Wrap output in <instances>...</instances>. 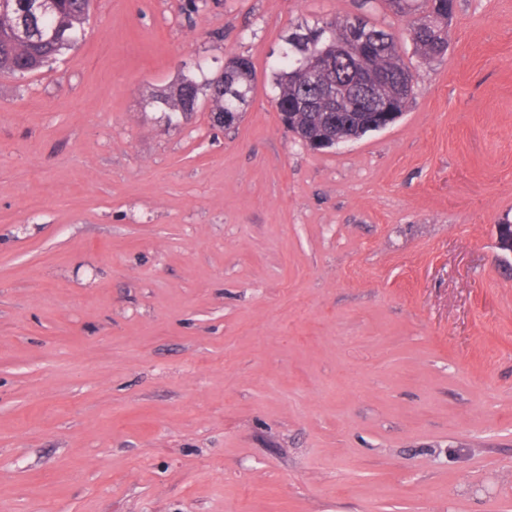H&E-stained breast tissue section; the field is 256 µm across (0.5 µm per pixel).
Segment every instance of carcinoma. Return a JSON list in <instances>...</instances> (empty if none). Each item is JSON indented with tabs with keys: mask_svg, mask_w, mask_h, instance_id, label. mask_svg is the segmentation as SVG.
I'll return each instance as SVG.
<instances>
[{
	"mask_svg": "<svg viewBox=\"0 0 512 512\" xmlns=\"http://www.w3.org/2000/svg\"><path fill=\"white\" fill-rule=\"evenodd\" d=\"M29 0H0V75L24 79L48 72L86 35L91 0H55L53 8L27 14ZM392 14L408 19L414 52L432 59L448 50V4L453 0H384ZM361 21L359 38L371 51L369 72L385 75L373 97L399 118L413 99V74L404 62L394 36L362 15H336L314 26L300 24L289 37L310 34L316 52L304 59L312 77L294 71L296 46L286 41L280 67L274 73L278 89L275 104L281 119L304 145L311 148L338 138L360 136L359 111L352 96L341 97L335 107L327 92L352 89L350 65L336 63V46L355 47L353 21ZM255 72L250 59L230 58L224 76L183 74L168 90L153 97L157 111L170 125L201 109H208L213 125L230 128L243 117L254 90Z\"/></svg>",
	"mask_w": 512,
	"mask_h": 512,
	"instance_id": "1",
	"label": "carcinoma"
}]
</instances>
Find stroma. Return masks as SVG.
I'll return each mask as SVG.
<instances>
[{
    "label": "stroma",
    "instance_id": "1",
    "mask_svg": "<svg viewBox=\"0 0 512 512\" xmlns=\"http://www.w3.org/2000/svg\"><path fill=\"white\" fill-rule=\"evenodd\" d=\"M357 11L93 0L0 78V512H512V0L431 61L373 0L414 100L313 150L281 39ZM238 54L236 127L146 110Z\"/></svg>",
    "mask_w": 512,
    "mask_h": 512
}]
</instances>
